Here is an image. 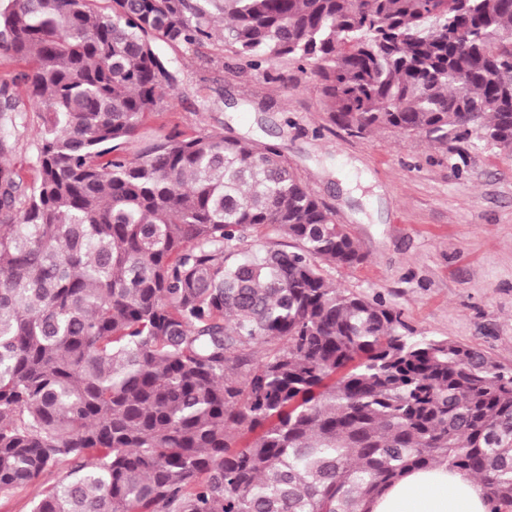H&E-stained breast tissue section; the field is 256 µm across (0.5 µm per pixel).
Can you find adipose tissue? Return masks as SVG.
<instances>
[{"mask_svg": "<svg viewBox=\"0 0 512 512\" xmlns=\"http://www.w3.org/2000/svg\"><path fill=\"white\" fill-rule=\"evenodd\" d=\"M370 512H490L480 483L445 465L409 471L369 505Z\"/></svg>", "mask_w": 512, "mask_h": 512, "instance_id": "1", "label": "adipose tissue"}]
</instances>
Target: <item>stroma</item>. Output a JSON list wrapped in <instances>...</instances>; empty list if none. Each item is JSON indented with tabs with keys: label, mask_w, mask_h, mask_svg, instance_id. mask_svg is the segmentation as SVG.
Listing matches in <instances>:
<instances>
[{
	"label": "stroma",
	"mask_w": 512,
	"mask_h": 512,
	"mask_svg": "<svg viewBox=\"0 0 512 512\" xmlns=\"http://www.w3.org/2000/svg\"><path fill=\"white\" fill-rule=\"evenodd\" d=\"M161 52L173 64L174 91L124 154L168 135L211 131L275 145L365 255L355 267L327 269L336 287L398 308L413 335L454 340L512 368V154L475 134L444 149L390 129L349 136L329 122L311 69L255 66L217 38ZM10 91L21 101L8 130L11 164L26 193L39 178L35 132L44 114L23 86ZM69 468L61 460L39 479L0 491V512H32Z\"/></svg>",
	"instance_id": "35a3bbf8"
}]
</instances>
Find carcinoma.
Wrapping results in <instances>:
<instances>
[{
  "label": "carcinoma",
  "mask_w": 512,
  "mask_h": 512,
  "mask_svg": "<svg viewBox=\"0 0 512 512\" xmlns=\"http://www.w3.org/2000/svg\"><path fill=\"white\" fill-rule=\"evenodd\" d=\"M0 0V127L45 119L19 203L0 134V490L33 512H368L411 469L512 512V369L409 336L323 267L357 241L273 145L208 132L122 152L171 95L159 52L224 46L320 79L329 121L512 153V0ZM69 469L70 463L61 460L39 479L17 488L0 491V512H31L34 504L50 489L55 478L66 474Z\"/></svg>",
  "instance_id": "carcinoma-1"
}]
</instances>
